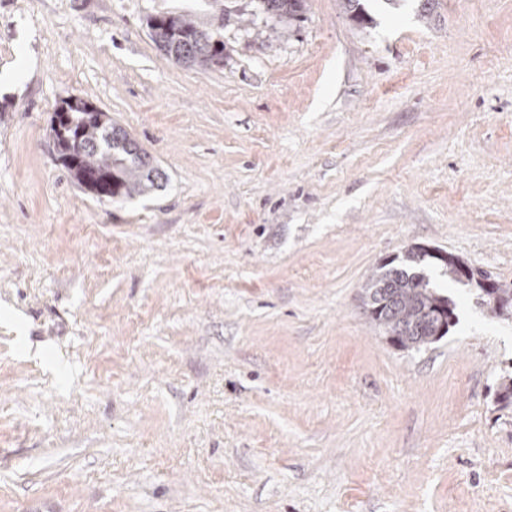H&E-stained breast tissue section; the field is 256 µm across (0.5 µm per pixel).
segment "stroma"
Instances as JSON below:
<instances>
[{
	"label": "stroma",
	"mask_w": 512,
	"mask_h": 512,
	"mask_svg": "<svg viewBox=\"0 0 512 512\" xmlns=\"http://www.w3.org/2000/svg\"><path fill=\"white\" fill-rule=\"evenodd\" d=\"M365 9L0 0V512H512V318L431 266L458 322L406 350L361 298L414 245L512 283V0ZM70 96L161 188L77 185ZM264 13L288 19H301L306 0H259ZM156 46L177 64L201 66L224 55V43L192 19L160 16L149 22Z\"/></svg>",
	"instance_id": "obj_1"
}]
</instances>
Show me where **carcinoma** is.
I'll return each instance as SVG.
<instances>
[{"label": "carcinoma", "mask_w": 512, "mask_h": 512, "mask_svg": "<svg viewBox=\"0 0 512 512\" xmlns=\"http://www.w3.org/2000/svg\"><path fill=\"white\" fill-rule=\"evenodd\" d=\"M264 13L277 17L302 18L306 0H259ZM156 46L177 64L200 66L224 55V43L210 31L183 16H160L149 22ZM83 98L61 100L50 119L49 131L58 160L75 182L97 198L110 194L131 198L160 187L164 172L129 133L112 121L109 113L94 108ZM81 136L85 151L75 158L71 143ZM425 249L411 247L398 261L381 264L363 285L364 305L371 320L383 331L401 328L394 341L401 349L434 343L443 335L426 325L429 314L448 308V326L455 322V304L440 295L424 276Z\"/></svg>", "instance_id": "cac0c4a2"}]
</instances>
